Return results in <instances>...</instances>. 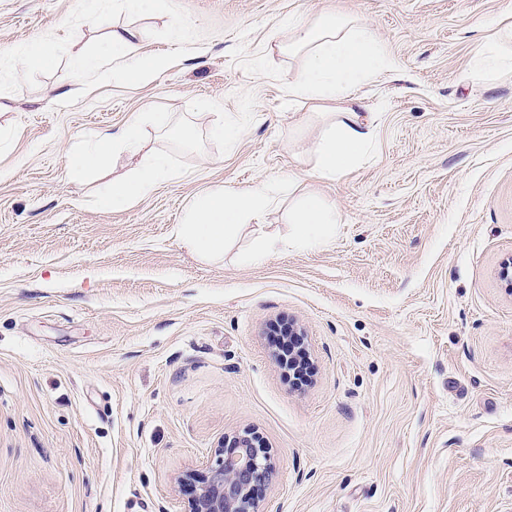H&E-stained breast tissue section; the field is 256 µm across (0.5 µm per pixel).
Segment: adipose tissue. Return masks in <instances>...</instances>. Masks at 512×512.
<instances>
[{"instance_id": "1", "label": "adipose tissue", "mask_w": 512, "mask_h": 512, "mask_svg": "<svg viewBox=\"0 0 512 512\" xmlns=\"http://www.w3.org/2000/svg\"><path fill=\"white\" fill-rule=\"evenodd\" d=\"M142 35L129 27L112 29L102 53L81 51L73 55L79 72H106L113 80L143 82L163 65L160 56L140 53ZM281 51L304 58L293 94L317 101H333L337 107L333 120L317 143L315 172L324 180L343 175L353 162L365 155L374 136L371 115L362 111L363 103L355 93L364 82L393 67L363 19L341 13L323 14L308 24H289ZM119 150L144 153L145 158L126 177L113 180L100 197L103 209L131 206L148 196L171 175L166 152H144L138 123L129 124L118 135L104 132L89 137L74 153L70 170L74 176L103 168ZM294 178L263 182L243 192L218 188L204 193L189 209L178 234L183 244L200 256H223L235 231L246 224L261 225L276 192L293 189ZM287 246L308 250L320 245L336 223V209L319 195L302 197L288 215Z\"/></svg>"}]
</instances>
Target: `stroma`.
<instances>
[{
    "mask_svg": "<svg viewBox=\"0 0 512 512\" xmlns=\"http://www.w3.org/2000/svg\"><path fill=\"white\" fill-rule=\"evenodd\" d=\"M336 11L395 68L358 91L370 149L326 181V122L289 96L303 60L278 44ZM129 22L167 58L152 81L74 70ZM511 23L512 0H158L135 19L106 0L99 22L78 0H0V512H187L180 478L246 430L272 457L264 512H512V70L474 68ZM35 41L53 69L19 65ZM203 99L234 145L202 137ZM156 112L191 141L167 147ZM134 120L178 175L101 209L136 157L74 178L68 154ZM290 174L223 259L176 235L206 191ZM309 193L339 216L326 243L251 259ZM290 323L303 382L271 345Z\"/></svg>",
    "mask_w": 512,
    "mask_h": 512,
    "instance_id": "35a3bbf8",
    "label": "stroma"
}]
</instances>
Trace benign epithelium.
Listing matches in <instances>:
<instances>
[{"label":"benign epithelium","mask_w":512,"mask_h":512,"mask_svg":"<svg viewBox=\"0 0 512 512\" xmlns=\"http://www.w3.org/2000/svg\"><path fill=\"white\" fill-rule=\"evenodd\" d=\"M272 475L270 452L254 432L233 437L230 447L214 449L203 475L183 480L189 512H262L257 490Z\"/></svg>","instance_id":"obj_1"}]
</instances>
